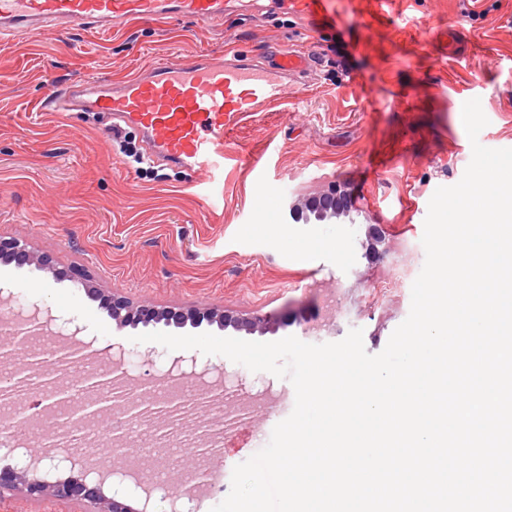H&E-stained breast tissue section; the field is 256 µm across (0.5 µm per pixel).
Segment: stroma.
Returning a JSON list of instances; mask_svg holds the SVG:
<instances>
[{
	"label": "stroma",
	"instance_id": "stroma-1",
	"mask_svg": "<svg viewBox=\"0 0 512 512\" xmlns=\"http://www.w3.org/2000/svg\"><path fill=\"white\" fill-rule=\"evenodd\" d=\"M333 8L335 23L324 24L272 11L266 0H236L213 26L144 19L104 36L47 31L0 46V234L53 259L49 269L0 261V287L74 319L96 347L134 352L145 372L187 353L135 342V328H118L87 285L156 307L270 318L255 332L209 326L217 336L321 344L359 328L368 353L381 352L410 311L428 203L438 187L458 183L471 160L464 103L481 101L483 146L512 148V0H334ZM341 41L346 62L336 51ZM285 48L309 55L311 67L293 78L287 98L225 132L220 185L162 165L142 175L120 151L136 133L41 106L51 83L113 81L199 55L272 65ZM334 181L350 196L346 214L306 224L285 217V206ZM73 266L87 280L60 278ZM196 361L246 379L225 390L242 419L209 456L221 488L192 503L211 512L229 494L234 467L266 446L286 417L267 402L268 391L294 388L222 355ZM219 417V407L194 404L174 426L140 422L139 441L164 430L179 445L177 463L160 465L168 488L196 465V432L219 431ZM45 450L38 440L0 449V469L22 460L33 478L78 476L66 461L51 468Z\"/></svg>",
	"mask_w": 512,
	"mask_h": 512
}]
</instances>
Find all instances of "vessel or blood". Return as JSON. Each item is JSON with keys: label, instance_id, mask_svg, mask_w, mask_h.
I'll return each mask as SVG.
<instances>
[{"label": "vessel or blood", "instance_id": "vessel-or-blood-1", "mask_svg": "<svg viewBox=\"0 0 512 512\" xmlns=\"http://www.w3.org/2000/svg\"><path fill=\"white\" fill-rule=\"evenodd\" d=\"M270 2L298 15H324L332 0ZM228 6V0H0V41L58 27L109 33L134 20L170 16L210 24L223 20ZM298 68L288 57L273 68L208 55L164 60L117 82L76 81L49 90L44 105L99 114L116 131L137 129L151 162L220 177L225 130L281 101Z\"/></svg>", "mask_w": 512, "mask_h": 512}]
</instances>
